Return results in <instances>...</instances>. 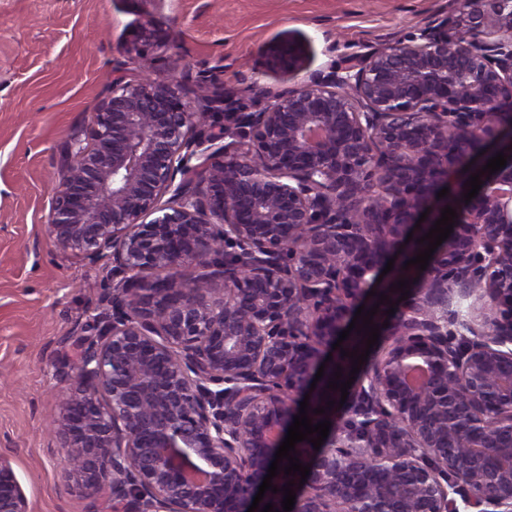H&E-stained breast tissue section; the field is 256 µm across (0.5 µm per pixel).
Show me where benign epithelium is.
Returning a JSON list of instances; mask_svg holds the SVG:
<instances>
[{
  "label": "benign epithelium",
  "instance_id": "obj_1",
  "mask_svg": "<svg viewBox=\"0 0 512 512\" xmlns=\"http://www.w3.org/2000/svg\"><path fill=\"white\" fill-rule=\"evenodd\" d=\"M160 43L148 21L127 53ZM308 65L290 32L262 53L265 75ZM195 87L116 79L66 145L45 233L112 279L54 418L69 476L113 512H244L306 398L331 426L325 447L295 444L306 480L272 479L294 483L291 512H512V0H454L260 88L256 112L213 75ZM473 138L486 149L465 169L455 145ZM447 206L450 236L406 265L408 234ZM395 275L419 286L378 308L384 340L338 421L327 350ZM414 360L429 376L411 387ZM0 512H30L2 450Z\"/></svg>",
  "mask_w": 512,
  "mask_h": 512
}]
</instances>
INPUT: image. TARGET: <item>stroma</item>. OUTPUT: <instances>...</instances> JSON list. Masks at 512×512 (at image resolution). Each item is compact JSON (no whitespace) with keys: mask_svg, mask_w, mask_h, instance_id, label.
I'll return each instance as SVG.
<instances>
[{"mask_svg":"<svg viewBox=\"0 0 512 512\" xmlns=\"http://www.w3.org/2000/svg\"><path fill=\"white\" fill-rule=\"evenodd\" d=\"M451 0H0V449H11L31 512H112L66 474L49 433L71 386L63 363L108 286L101 266L46 236L62 150L87 136L113 79L144 64L171 81L207 71L226 86L279 89L258 77L264 47L294 30L311 70L416 31ZM165 36L146 58L128 55L137 28Z\"/></svg>","mask_w":512,"mask_h":512,"instance_id":"35a3bbf8","label":"stroma"}]
</instances>
